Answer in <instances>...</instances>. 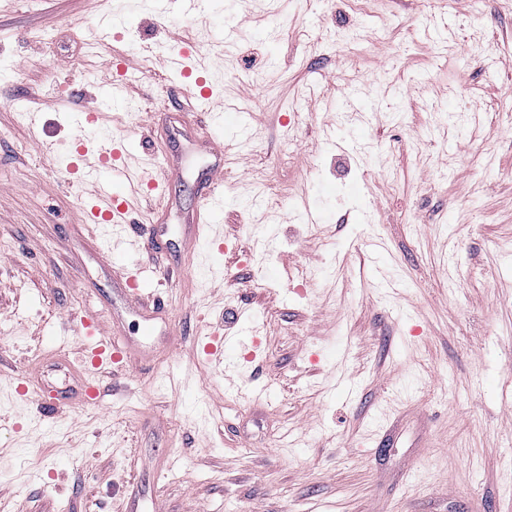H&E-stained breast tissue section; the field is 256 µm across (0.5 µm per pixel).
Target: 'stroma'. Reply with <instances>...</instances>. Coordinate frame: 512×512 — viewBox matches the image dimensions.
Here are the masks:
<instances>
[{
    "mask_svg": "<svg viewBox=\"0 0 512 512\" xmlns=\"http://www.w3.org/2000/svg\"><path fill=\"white\" fill-rule=\"evenodd\" d=\"M442 15L452 33L425 32ZM185 42L221 65L210 98L162 59ZM116 57L122 103L97 91ZM223 102L254 122L222 221L192 248L197 194L174 181L151 202L170 248L110 252L120 228L84 223L66 171L75 139L122 137L160 176L163 116L203 151ZM511 255L512 0H0V512H512ZM151 266L173 334L145 346L119 288ZM85 313L131 359L99 371L100 404L44 416L35 388L79 385Z\"/></svg>",
    "mask_w": 512,
    "mask_h": 512,
    "instance_id": "stroma-1",
    "label": "stroma"
}]
</instances>
